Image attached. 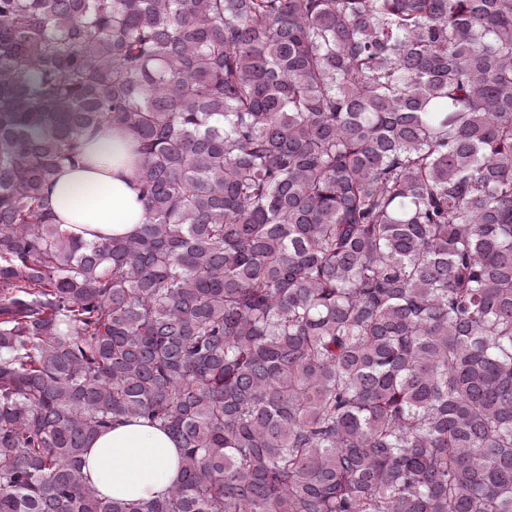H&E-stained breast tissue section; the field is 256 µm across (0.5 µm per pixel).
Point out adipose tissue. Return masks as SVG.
Instances as JSON below:
<instances>
[{
    "mask_svg": "<svg viewBox=\"0 0 512 512\" xmlns=\"http://www.w3.org/2000/svg\"><path fill=\"white\" fill-rule=\"evenodd\" d=\"M130 139L97 134L91 165L63 167L52 177L50 206L58 223L85 241L127 237L146 220L135 165L124 163ZM83 473L100 496L148 501L164 496L181 476V451L166 431L133 418L113 423L89 443Z\"/></svg>",
    "mask_w": 512,
    "mask_h": 512,
    "instance_id": "ef3b65f1",
    "label": "adipose tissue"
}]
</instances>
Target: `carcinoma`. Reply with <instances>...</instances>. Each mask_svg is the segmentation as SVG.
<instances>
[{
    "instance_id": "obj_1",
    "label": "carcinoma",
    "mask_w": 512,
    "mask_h": 512,
    "mask_svg": "<svg viewBox=\"0 0 512 512\" xmlns=\"http://www.w3.org/2000/svg\"><path fill=\"white\" fill-rule=\"evenodd\" d=\"M121 417L166 496L89 485ZM0 512H512V0H0ZM130 141L120 133H99L91 143L90 166H66L53 175L50 206L69 234L84 241L127 237L145 223L137 168L119 162ZM83 473L102 497L148 501L179 481L181 451L166 431L144 419H122L102 430L82 456Z\"/></svg>"
}]
</instances>
